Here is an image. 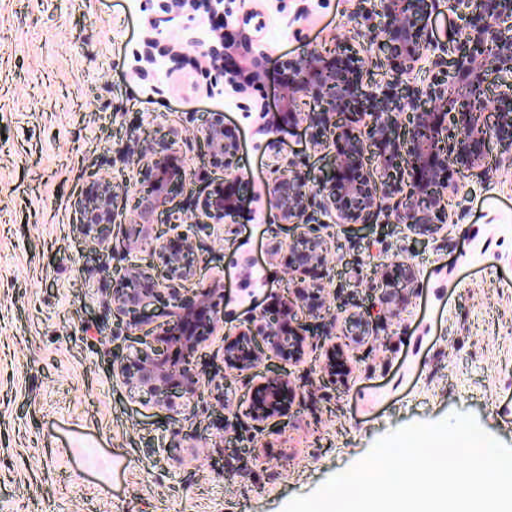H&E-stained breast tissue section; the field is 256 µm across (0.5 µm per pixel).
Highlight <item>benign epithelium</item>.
<instances>
[{
	"mask_svg": "<svg viewBox=\"0 0 512 512\" xmlns=\"http://www.w3.org/2000/svg\"><path fill=\"white\" fill-rule=\"evenodd\" d=\"M448 2L466 21L464 36L435 43L428 35L430 0H353L352 16L385 19L369 33L388 61L390 81L365 92L355 81L363 76L362 59L345 38L336 39L327 51L312 49L301 61L282 62L294 74L283 106L315 130L318 144L333 146L335 163L331 173L316 177L292 162L267 185L280 223L302 228L285 257L296 291L224 337L229 367L251 372L269 353L293 366L303 362L310 325L298 318L297 307L306 306L314 319L331 314L322 297L329 247L320 233L325 221L314 215L316 202H322L321 212L336 224H367L387 198L396 223L415 235L432 236L449 220L446 200L456 187L448 170L482 167L492 144L512 156V0ZM161 11L148 20L153 36L145 42L147 62L158 56L173 61L186 50L206 76L223 80L224 90L235 95L276 81V72L265 65L263 28L252 22L255 11L245 8V0H168ZM177 17L190 23L219 18L224 28H211L179 49L164 35L166 24ZM429 57L436 67L447 64V72L424 89L410 85L407 76ZM490 71L499 78L493 99L485 89ZM200 137L204 164L223 170L225 178L211 182L198 198L195 223L235 224L253 211L244 197L228 189L238 181L239 149L224 129V114H213ZM176 145L171 134L153 138L137 157L140 178L134 191L122 198L110 181L90 180L76 216L82 233L107 251L116 217L124 211L133 216L126 237L140 243L151 263L112 278L110 302L114 316L144 332L149 341L123 360L117 377L158 403L201 398L204 381L196 371V357L223 315L224 290L219 286L200 288L195 296L182 288L199 256L176 224L180 211L175 195L187 179ZM160 216L169 221L163 229L157 226ZM394 271L405 284L416 278L407 263L384 265L378 306L389 312L400 299L399 283L391 281ZM156 304L161 307L158 321L147 314ZM290 376L278 372L260 377L257 390L265 411L250 409L258 424L285 415L280 399L290 389Z\"/></svg>",
	"mask_w": 512,
	"mask_h": 512,
	"instance_id": "7a95c632",
	"label": "benign epithelium"
}]
</instances>
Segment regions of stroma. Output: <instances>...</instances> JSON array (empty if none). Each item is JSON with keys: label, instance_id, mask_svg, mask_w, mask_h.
I'll return each mask as SVG.
<instances>
[{"label": "stroma", "instance_id": "obj_1", "mask_svg": "<svg viewBox=\"0 0 512 512\" xmlns=\"http://www.w3.org/2000/svg\"><path fill=\"white\" fill-rule=\"evenodd\" d=\"M269 64L302 60L348 36L368 77L386 63L363 36L350 0H248ZM306 20L292 25L299 10ZM159 0H0V512H285L362 461L399 428L473 416L512 448V162L492 150L456 175L450 219L430 237L393 218L329 224L324 295L334 319L315 321L291 369L287 415L257 426L246 409L255 379L226 368L222 338L293 291L283 258L297 229L279 223L267 184L295 161L318 175L334 152L311 134L260 133L259 107L282 110L283 89L248 96L211 84L194 62L138 59ZM239 144L240 194L253 214L190 229L201 284L220 283L224 315L207 342L202 399L167 407L114 372L142 336L112 314V276L145 264L139 247L102 255L75 222L85 184L133 190L134 160L154 130L172 131L188 170L178 200L195 203L221 170L204 165L196 135L213 113ZM417 280L396 315L374 322L343 354L344 380L323 385V342L378 296L382 263ZM225 377L215 387L212 377Z\"/></svg>", "mask_w": 512, "mask_h": 512}]
</instances>
